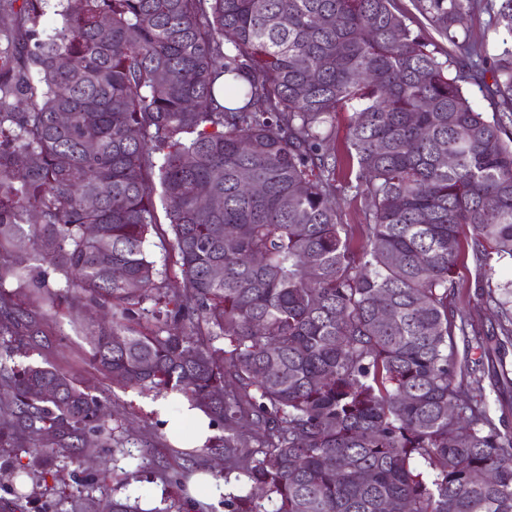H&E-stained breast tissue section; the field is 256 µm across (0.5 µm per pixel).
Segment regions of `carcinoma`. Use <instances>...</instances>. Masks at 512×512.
<instances>
[{
	"mask_svg": "<svg viewBox=\"0 0 512 512\" xmlns=\"http://www.w3.org/2000/svg\"><path fill=\"white\" fill-rule=\"evenodd\" d=\"M412 2L450 49L396 0H0V442L116 451L106 400L8 364L41 345L44 311L102 308L99 372L224 428L186 452L224 460V512H512V428L484 385L487 362L494 387L512 381V281L493 284L512 263V0ZM477 6L502 35L492 56L458 36ZM220 77L238 106L217 104ZM342 112L344 189L368 203L358 250L332 203ZM158 201L171 292L145 251ZM464 247L496 313L485 335L448 305ZM28 248L38 264L15 266ZM398 6L406 13V15L412 21V28L417 30L422 29L423 34L433 41L437 42L440 46L448 50V40L440 37L427 23V21L421 17L413 8L412 0H399Z\"/></svg>",
	"mask_w": 512,
	"mask_h": 512,
	"instance_id": "carcinoma-1",
	"label": "carcinoma"
}]
</instances>
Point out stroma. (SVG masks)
<instances>
[{"instance_id": "stroma-1", "label": "stroma", "mask_w": 512, "mask_h": 512, "mask_svg": "<svg viewBox=\"0 0 512 512\" xmlns=\"http://www.w3.org/2000/svg\"><path fill=\"white\" fill-rule=\"evenodd\" d=\"M474 264L470 254L461 253L457 260V288L451 297L453 305L471 310L478 329L490 327L492 316L479 309L471 282ZM47 348L17 352L16 364H51L71 375L94 395L107 399L116 426L121 452L105 457L89 454L81 462L64 458L46 460L33 458L12 446L0 444V502L14 500L9 491L13 462L28 465L33 474L26 499L18 501L16 512H97L100 499L118 493L138 503H151L158 512H165L172 503L170 478L175 472L190 468L211 471L223 476L224 463L217 458H189L178 454L163 422L152 409V398L135 390L113 387L88 361L93 344L91 331L95 315L82 313L79 319L67 315H49ZM138 471L141 479L123 488H116L115 479L126 471Z\"/></svg>"}]
</instances>
